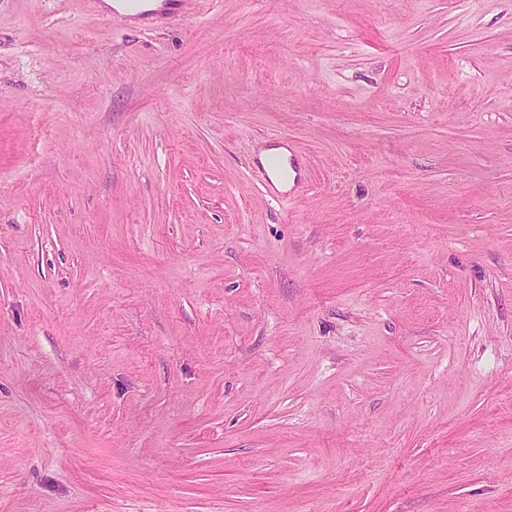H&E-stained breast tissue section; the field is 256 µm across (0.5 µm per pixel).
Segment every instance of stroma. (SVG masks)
Here are the masks:
<instances>
[{"instance_id": "1", "label": "stroma", "mask_w": 512, "mask_h": 512, "mask_svg": "<svg viewBox=\"0 0 512 512\" xmlns=\"http://www.w3.org/2000/svg\"><path fill=\"white\" fill-rule=\"evenodd\" d=\"M0 512H512V0H0ZM119 1L120 9L118 8V3L112 4V2H107L109 6H114L116 8H112V18L118 19L120 21H146L149 19H153L150 14L145 10H141L142 1L143 0H115Z\"/></svg>"}]
</instances>
